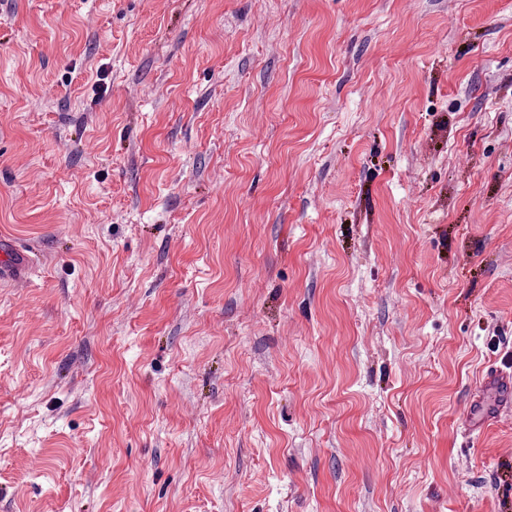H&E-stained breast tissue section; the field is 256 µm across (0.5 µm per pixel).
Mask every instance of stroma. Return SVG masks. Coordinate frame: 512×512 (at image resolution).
I'll return each instance as SVG.
<instances>
[{"instance_id":"1","label":"stroma","mask_w":512,"mask_h":512,"mask_svg":"<svg viewBox=\"0 0 512 512\" xmlns=\"http://www.w3.org/2000/svg\"><path fill=\"white\" fill-rule=\"evenodd\" d=\"M0 512H512V0H0ZM28 266L29 257L25 252L17 249L11 241L0 239V275L1 271L2 275L18 273L16 281H22V273Z\"/></svg>"}]
</instances>
